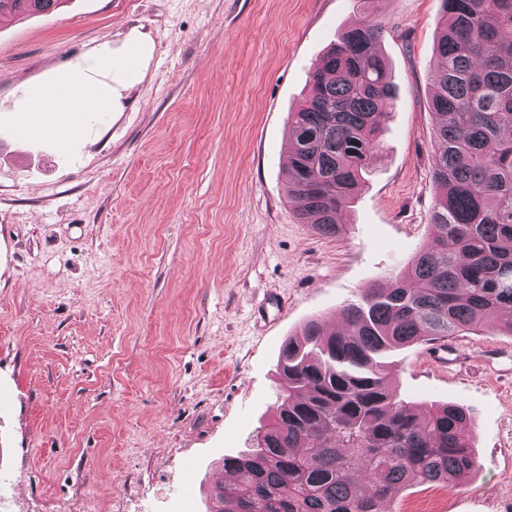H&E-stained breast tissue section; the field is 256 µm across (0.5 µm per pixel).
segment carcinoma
I'll use <instances>...</instances> for the list:
<instances>
[{"label":"carcinoma","mask_w":512,"mask_h":512,"mask_svg":"<svg viewBox=\"0 0 512 512\" xmlns=\"http://www.w3.org/2000/svg\"><path fill=\"white\" fill-rule=\"evenodd\" d=\"M64 2L0 0V16ZM440 12L429 243L388 284L345 304L343 329L311 319L283 345L274 417L252 448L224 457L233 481L212 490L207 512H384L409 482L452 489L475 471L473 416L402 400L389 385L388 356L399 348L481 332L491 320L512 335V0H440ZM384 33L376 19L350 26L289 113L288 197L324 236L345 233L380 145L393 98Z\"/></svg>","instance_id":"cac0c4a2"}]
</instances>
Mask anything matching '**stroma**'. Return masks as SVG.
<instances>
[{"mask_svg":"<svg viewBox=\"0 0 512 512\" xmlns=\"http://www.w3.org/2000/svg\"><path fill=\"white\" fill-rule=\"evenodd\" d=\"M396 96L345 234L300 223L288 113L358 0H66L0 21V512H206L217 463L272 417L277 359L313 318L429 240L438 0H370ZM112 66H105V59ZM104 105L67 147L25 142L36 85ZM419 342L390 386L475 419L460 489L386 512H512V335Z\"/></svg>","mask_w":512,"mask_h":512,"instance_id":"obj_1","label":"stroma"}]
</instances>
